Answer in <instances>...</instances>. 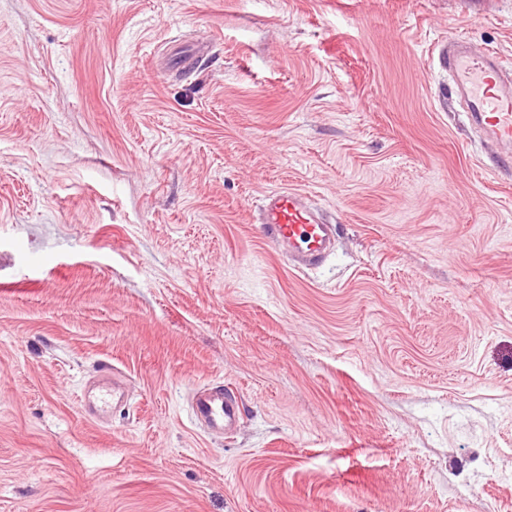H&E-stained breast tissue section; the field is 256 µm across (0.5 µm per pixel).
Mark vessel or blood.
I'll list each match as a JSON object with an SVG mask.
<instances>
[{
    "label": "vessel or blood",
    "mask_w": 512,
    "mask_h": 512,
    "mask_svg": "<svg viewBox=\"0 0 512 512\" xmlns=\"http://www.w3.org/2000/svg\"><path fill=\"white\" fill-rule=\"evenodd\" d=\"M437 60L455 90L461 92L472 126L489 136L497 149L495 168L512 172V82L505 77L500 58L491 52L478 53L464 39H452L437 50ZM262 237L292 253L302 268L318 266L330 252L336 237L335 224L323 218L317 206L295 189L267 193L260 205ZM124 400L119 386L103 388L89 407L90 418H97ZM195 421L202 427L234 431L241 420L238 398L223 388L204 387L191 398Z\"/></svg>",
    "instance_id": "obj_1"
}]
</instances>
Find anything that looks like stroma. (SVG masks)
I'll use <instances>...</instances> for the list:
<instances>
[{"mask_svg": "<svg viewBox=\"0 0 512 512\" xmlns=\"http://www.w3.org/2000/svg\"><path fill=\"white\" fill-rule=\"evenodd\" d=\"M455 36L512 63V0H0V512H512V177ZM281 188L321 266L259 238ZM262 237L280 249L293 253L301 268L318 266L330 252L336 237V224L320 213L317 206L296 189L267 193L260 205ZM124 401V392L122 389L113 382L111 387H103L102 392L93 405L89 406L90 419H96L100 413L106 412L112 406H117ZM195 421L205 429L234 431L241 420L240 401L224 387H204L196 390L191 398Z\"/></svg>", "mask_w": 512, "mask_h": 512, "instance_id": "obj_1", "label": "stroma"}]
</instances>
